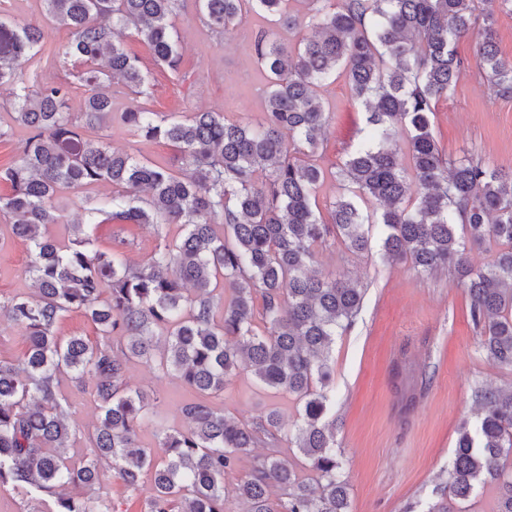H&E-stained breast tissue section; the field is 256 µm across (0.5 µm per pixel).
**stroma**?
<instances>
[{"label": "stroma", "mask_w": 512, "mask_h": 512, "mask_svg": "<svg viewBox=\"0 0 512 512\" xmlns=\"http://www.w3.org/2000/svg\"><path fill=\"white\" fill-rule=\"evenodd\" d=\"M182 47L178 72L156 65L144 44L131 42L150 73L147 93L123 85L112 87L116 111L145 108L163 115H186L201 109L221 112L233 120L260 122L264 112V78L252 48V36L271 27L269 16L247 14L238 28L224 36L213 33L197 15L196 0H183L174 21ZM458 51L471 66L449 91L431 118V129L450 158L473 157L512 170V98L495 96L474 66V43L459 42ZM331 114L320 159L330 168L345 159L366 123L363 109L350 97L344 78L332 77L323 93ZM90 139H107L111 148L139 147L149 160L177 167L174 150L162 142L136 143L120 123L85 129ZM131 237L127 249L141 261L155 247L153 228L107 224L100 230L101 247L115 237ZM318 268L329 276L359 279L366 288L363 308L354 327L338 336L330 353L336 447L345 462L350 512H430L447 503L450 512H492L497 491L478 489L467 501H446V478L461 423H475L477 394L487 387L512 388V368L492 365L481 349L482 331L470 318L464 289L447 272L421 274L411 262H388L379 248L358 256L336 246L317 253ZM28 248L14 237L8 217L0 215V301L33 292L26 275ZM132 385L153 394L156 425L184 428L180 407L190 391L174 377H161L141 363H131ZM92 378L81 383L62 380L68 422L77 439L75 455L86 453L87 437L99 414ZM278 411L284 426L297 417L294 396L259 384L251 372L233 377L224 390L228 416L253 421Z\"/></svg>", "instance_id": "obj_1"}]
</instances>
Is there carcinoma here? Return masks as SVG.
Returning <instances> with one entry per match:
<instances>
[{
    "instance_id": "carcinoma-1",
    "label": "carcinoma",
    "mask_w": 512,
    "mask_h": 512,
    "mask_svg": "<svg viewBox=\"0 0 512 512\" xmlns=\"http://www.w3.org/2000/svg\"><path fill=\"white\" fill-rule=\"evenodd\" d=\"M43 2L36 21L7 22L0 13V91L28 130L0 167V182L11 188L0 196V215L28 246L35 285V294L0 305L26 340L19 360H0V486L39 502L35 512H119L112 500L91 495L107 461L129 492L151 476L144 512H227L230 498L243 512H350L329 418V352L354 324L366 288L319 273L317 249L339 243L366 252L365 227L378 225L384 259L453 276L482 327L486 359L512 367V172L446 158L430 130V115L469 66L457 52L462 39L474 40L489 88L512 96V61L495 41L496 14L512 15V0H301L306 23L285 7L294 0H197L201 21L219 36L249 11L274 16L283 30L305 25L312 35L285 45L269 30L254 34L266 80L257 124L222 112L119 113L141 140L174 149L177 172L137 149L89 140L83 128L112 123V80L136 93L149 84L125 39L179 70L171 17L182 0ZM54 25L71 34L58 56L84 87L76 112L69 78L43 81L14 66L40 53ZM336 74L367 119L364 136L327 170L320 149L330 113L320 90ZM397 135L403 151L387 147ZM328 177L340 193L321 209L318 191ZM94 184L112 186V195L85 208L59 240L51 226L63 223L65 193ZM358 199L376 201L380 214H363ZM103 224L150 225L159 236L177 224L182 236L133 262L118 243L96 246ZM491 241L502 250L487 266H473L468 247ZM71 312L93 325L95 340L57 335ZM133 361L195 392L180 408L186 428H157L152 447L140 444L151 403L129 381ZM239 370L296 396L298 418L288 432L275 412L252 422L224 414V388ZM86 374L99 415L91 452L76 457L67 454L75 434L57 388ZM479 405L476 425L458 430L448 495L467 500L496 485L494 512H512V390L488 387ZM285 439L307 460L310 477L282 458ZM245 461L244 475L226 488L225 475Z\"/></svg>"
}]
</instances>
